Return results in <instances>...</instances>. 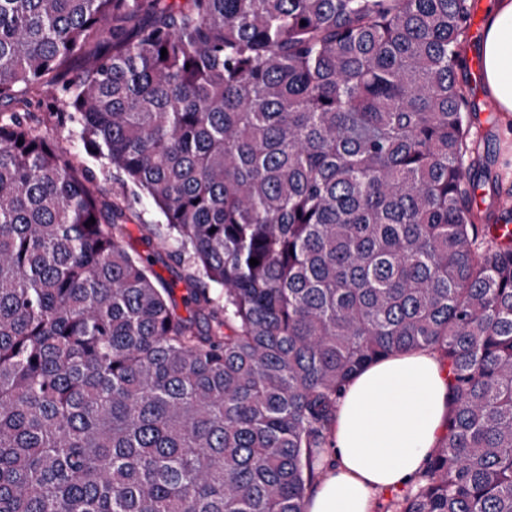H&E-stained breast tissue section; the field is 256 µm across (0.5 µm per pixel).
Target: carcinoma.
Masks as SVG:
<instances>
[{
	"label": "carcinoma",
	"instance_id": "cac0c4a2",
	"mask_svg": "<svg viewBox=\"0 0 512 512\" xmlns=\"http://www.w3.org/2000/svg\"><path fill=\"white\" fill-rule=\"evenodd\" d=\"M470 7L0 0V512H304L343 388L424 349L448 414L395 512H512V205L478 223ZM42 89L112 200L27 122ZM129 192L162 218L146 258ZM70 139L71 141L68 143L64 140V144L68 146L74 162L87 165L95 172L98 182L103 189V195H107L108 197L113 195V193H115L120 187L119 183L121 175L115 169H113L112 177L110 178V176H108L106 178L101 172L100 165L85 154L81 142L77 141L73 137H70ZM131 207L139 218H132V221L126 224V235L123 244L130 252L146 255L150 250L142 239L140 224L142 222L156 224L161 218L154 206L145 198L141 201L131 199ZM169 267H165L162 264H156L154 269L170 283L171 287L174 288V299L177 304V312L182 316H187L192 307L191 303H187L189 297V289L183 281L176 277V272H179L176 264L168 260Z\"/></svg>",
	"mask_w": 512,
	"mask_h": 512
}]
</instances>
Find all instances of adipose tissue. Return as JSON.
Here are the masks:
<instances>
[{"label":"adipose tissue","instance_id":"1","mask_svg":"<svg viewBox=\"0 0 512 512\" xmlns=\"http://www.w3.org/2000/svg\"><path fill=\"white\" fill-rule=\"evenodd\" d=\"M481 57L488 94L512 115V0H491ZM447 410L446 369L432 351L362 370L337 403L331 462L305 512H373L374 492L410 485L426 469Z\"/></svg>","mask_w":512,"mask_h":512}]
</instances>
